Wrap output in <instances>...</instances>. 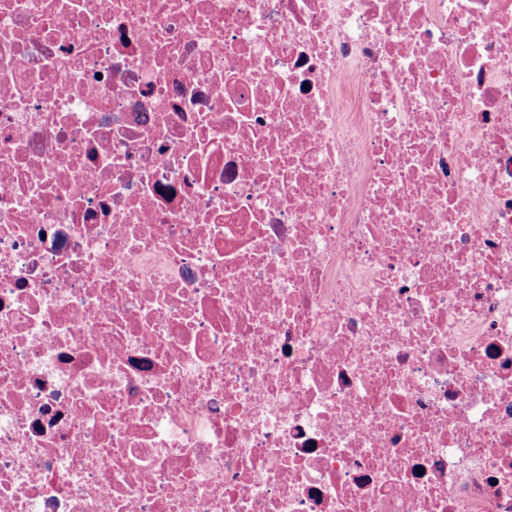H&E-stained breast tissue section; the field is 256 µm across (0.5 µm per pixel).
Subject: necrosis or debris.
Instances as JSON below:
<instances>
[{
  "label": "necrosis or debris",
  "mask_w": 512,
  "mask_h": 512,
  "mask_svg": "<svg viewBox=\"0 0 512 512\" xmlns=\"http://www.w3.org/2000/svg\"><path fill=\"white\" fill-rule=\"evenodd\" d=\"M0 512H512V0H0Z\"/></svg>",
  "instance_id": "4bbe7bcc"
}]
</instances>
